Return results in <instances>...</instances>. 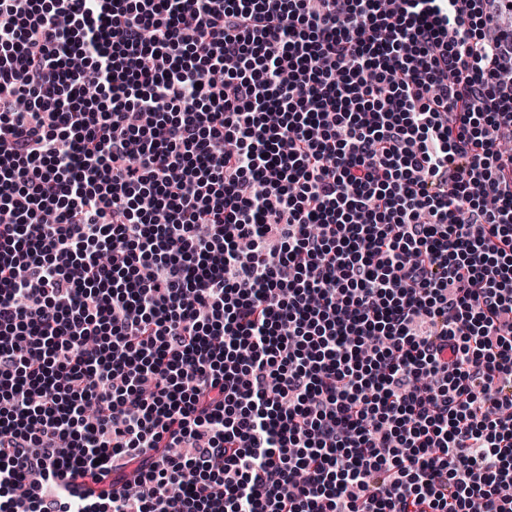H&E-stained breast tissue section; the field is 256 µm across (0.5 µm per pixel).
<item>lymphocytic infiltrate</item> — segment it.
<instances>
[{"label":"lymphocytic infiltrate","instance_id":"1","mask_svg":"<svg viewBox=\"0 0 512 512\" xmlns=\"http://www.w3.org/2000/svg\"><path fill=\"white\" fill-rule=\"evenodd\" d=\"M512 0H0V512H512Z\"/></svg>","mask_w":512,"mask_h":512}]
</instances>
